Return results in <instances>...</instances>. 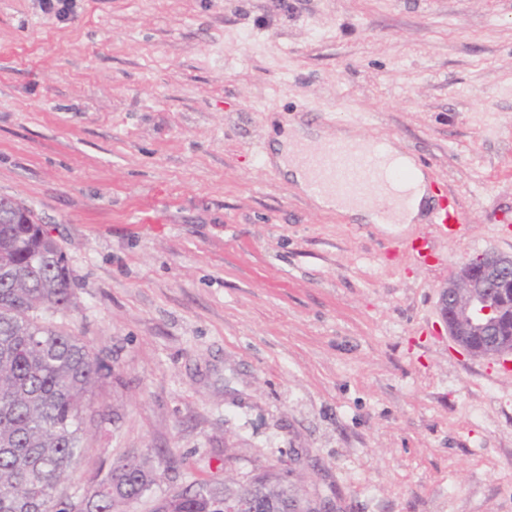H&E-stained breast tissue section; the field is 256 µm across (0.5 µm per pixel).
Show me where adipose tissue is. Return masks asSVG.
<instances>
[{
  "label": "adipose tissue",
  "mask_w": 512,
  "mask_h": 512,
  "mask_svg": "<svg viewBox=\"0 0 512 512\" xmlns=\"http://www.w3.org/2000/svg\"><path fill=\"white\" fill-rule=\"evenodd\" d=\"M308 143L309 139L305 130L297 126L285 127L283 133L277 137L272 158L282 171L292 173L297 186L301 190L313 192L308 167L301 161L299 154L294 151L295 146L304 147ZM384 156L390 166H402L412 172L410 181L392 185L385 190L386 195L404 199V206L394 207L380 214L372 205L363 202L352 204L341 196L323 191L313 192L316 202L323 208L333 209L352 216H365L378 224L414 223L426 197V178L420 170L416 169L414 161L410 157L401 154L397 148L388 147Z\"/></svg>",
  "instance_id": "adipose-tissue-1"
}]
</instances>
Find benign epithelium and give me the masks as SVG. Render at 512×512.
Masks as SVG:
<instances>
[{"label":"benign epithelium","instance_id":"7a95c632","mask_svg":"<svg viewBox=\"0 0 512 512\" xmlns=\"http://www.w3.org/2000/svg\"><path fill=\"white\" fill-rule=\"evenodd\" d=\"M453 340L474 355H502V326L512 322V256L485 253L463 261L440 292ZM217 512H253L251 497L224 493Z\"/></svg>","mask_w":512,"mask_h":512}]
</instances>
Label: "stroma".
Segmentation results:
<instances>
[{
  "instance_id": "35a3bbf8",
  "label": "stroma",
  "mask_w": 512,
  "mask_h": 512,
  "mask_svg": "<svg viewBox=\"0 0 512 512\" xmlns=\"http://www.w3.org/2000/svg\"><path fill=\"white\" fill-rule=\"evenodd\" d=\"M0 0V195L52 227L112 368L80 494L120 458L199 484L291 474L333 512H512V375L439 292L512 255V0ZM393 143L464 216L319 207L271 128ZM428 235V259L403 249ZM462 217V213L449 203L437 212L435 224L443 234L453 236L456 228L461 225Z\"/></svg>"
}]
</instances>
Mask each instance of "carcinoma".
<instances>
[{
  "mask_svg": "<svg viewBox=\"0 0 512 512\" xmlns=\"http://www.w3.org/2000/svg\"><path fill=\"white\" fill-rule=\"evenodd\" d=\"M0 207V512H120L149 490L156 472L148 460L127 455L80 496L64 484L86 455L84 414L112 368L84 340L41 322L40 311L65 312L72 304L67 258L48 227L26 210ZM256 512L291 510L304 497L267 472L244 488ZM216 488L171 495L154 512H213Z\"/></svg>",
  "mask_w": 512,
  "mask_h": 512,
  "instance_id": "obj_1",
  "label": "carcinoma"
}]
</instances>
